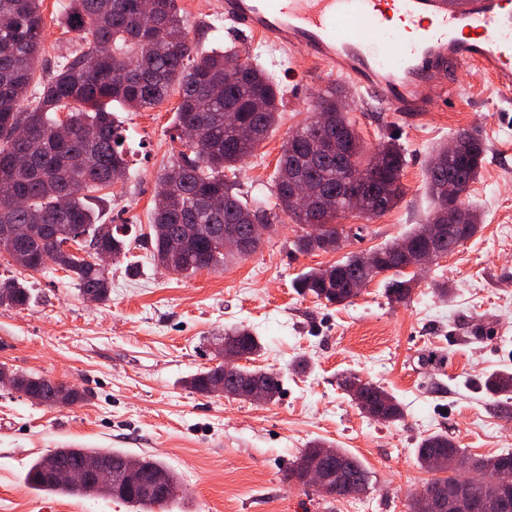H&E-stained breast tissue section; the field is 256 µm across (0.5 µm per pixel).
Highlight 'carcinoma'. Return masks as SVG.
<instances>
[{
	"mask_svg": "<svg viewBox=\"0 0 512 512\" xmlns=\"http://www.w3.org/2000/svg\"><path fill=\"white\" fill-rule=\"evenodd\" d=\"M43 0H0V225L27 224L31 228L26 241L9 246L8 264L16 274L0 277V307H24L30 290L22 271H38L49 265L68 273L81 295L93 294L101 303L108 301L112 279L96 255L87 251L80 256L59 250L48 240L45 225L59 224L73 237L87 235L95 239L103 234L104 245L112 251L113 262L127 257V234L105 232L102 218L89 205L92 193L126 180L130 174L126 139L112 106L136 112L163 103L173 87L180 100L174 112V128L198 131L197 146L178 151L159 175L164 202L153 211L152 224H169L175 231L187 233L189 240L176 255L167 240L153 233V260L175 274H193L211 269L227 257L245 259L263 242L258 234L244 254L224 253L213 246V231L218 225L231 224L238 231L253 234L252 221L263 229L273 227L267 209L259 201H247L237 191L226 172H235L253 155L276 126L283 94L278 84L261 68L249 63L228 75L232 48L197 49L190 37L177 0H152L150 12L141 11V0H70L64 21L68 32L82 42L79 51L64 57L55 71L33 91L35 67L44 33L41 12ZM109 54L99 55V47ZM346 92L334 88L317 99L313 116L297 129L290 145L283 146L274 180L275 207L288 214L294 223L317 224L316 235H299L292 241L298 253L335 251L340 248L344 231L332 221L345 210V200L336 186L345 177L361 181L366 190L363 214L376 217L393 208L404 196L400 181L404 156L393 142L378 148L384 165L376 170L373 159L363 160L364 147L347 112L338 106ZM235 115V123H225V113ZM331 125L340 144V152L322 154L317 161L308 159L311 144L320 129L314 126L318 115ZM454 139L459 152L441 165L429 162L426 169L428 193L434 206L425 223L455 224L453 237L441 245L440 257L454 253L469 241L481 224L480 211L466 205L463 196L480 176L487 153L486 143L477 129L462 130ZM301 172L311 183L333 193L326 208L302 211L288 196V176ZM21 197V208L10 201ZM393 246L373 251L377 259L366 264L365 254L352 253L337 263L339 283L325 285L324 269L311 268L299 275L294 288L328 304L342 305L361 295L367 285L381 276L392 303L406 302L412 293V280L404 277L408 261L392 254ZM246 351L247 357L261 352L260 339L246 328L225 334ZM0 376L11 378L19 386L38 393L37 404L53 406L50 379L20 373L0 365ZM263 381L267 401L279 396L282 378L275 372L250 370L243 366L224 376L227 398L248 399L245 382ZM370 390L386 422L403 420L396 397L385 388L369 383ZM494 394L512 395V372H496L487 379ZM325 443L314 441L299 452L286 478L315 459ZM442 453L448 459L446 476L437 477L420 492L411 494L408 512H434V500L442 495L462 496L473 505L471 512H485L492 502L495 512H512V485L474 486L461 491L456 485L457 464L471 456L446 434L429 435L418 444L419 466L432 470L431 459ZM90 455H100L118 465L128 454L100 448H56L37 459L26 474L27 484L47 493L69 494L72 489L51 480L50 469L75 467ZM489 470L512 469V452L475 459ZM331 466L336 475V495H345L348 486L368 485L369 474L363 463L342 448L335 449ZM165 483L178 484V478L162 461L141 457V488L126 493L107 494L120 500L132 512H154L168 507L175 498L158 500Z\"/></svg>",
	"mask_w": 512,
	"mask_h": 512,
	"instance_id": "cac0c4a2",
	"label": "carcinoma"
}]
</instances>
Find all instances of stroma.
<instances>
[{"instance_id": "35a3bbf8", "label": "stroma", "mask_w": 512, "mask_h": 512, "mask_svg": "<svg viewBox=\"0 0 512 512\" xmlns=\"http://www.w3.org/2000/svg\"><path fill=\"white\" fill-rule=\"evenodd\" d=\"M69 2L44 0L39 75L79 46L61 29ZM177 4L198 49L235 47L284 93L277 126L234 177L244 197L270 194L288 135L340 80L299 53L231 31L218 0ZM449 77L457 85L454 104H443L431 85V111L409 119L376 111L348 86L349 117L367 154L390 139L401 148L405 194L378 217L339 215L346 236L340 250L294 252L302 228L281 213L255 254L189 277L157 268L150 240L157 177L181 148L173 127L179 96L146 111L116 110L136 175L107 189L102 214L109 224L129 225L135 239L128 262L112 267L109 300L87 303L66 272L44 269L26 275L28 306L0 308V364L88 395L47 408L0 388V512H130L115 499L30 488L29 467L55 448L160 458L180 483L170 512H407L409 492L431 478L416 460L424 436L446 434L474 457L512 451V399L486 385L492 373L512 370V94H500L474 65ZM473 127L488 153L464 201L484 222L419 277L407 303L390 302L379 278L346 305L297 293L302 272L382 247L420 223L431 206L425 172L433 149ZM439 282L447 283V297L438 295ZM232 326L260 338L263 350L247 365L280 374L279 400L257 404L186 387V378L216 365L214 347ZM301 356L308 367L294 371ZM347 371L394 394L404 420L362 414L337 385ZM314 441L357 456L368 488L336 500L288 483L289 462Z\"/></svg>"}]
</instances>
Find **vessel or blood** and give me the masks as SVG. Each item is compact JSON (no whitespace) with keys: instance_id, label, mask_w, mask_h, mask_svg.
Wrapping results in <instances>:
<instances>
[{"instance_id":"obj_1","label":"vessel or blood","mask_w":512,"mask_h":512,"mask_svg":"<svg viewBox=\"0 0 512 512\" xmlns=\"http://www.w3.org/2000/svg\"><path fill=\"white\" fill-rule=\"evenodd\" d=\"M236 33L323 63L409 118L425 111L424 87L447 85L466 64L512 91V0H221Z\"/></svg>"}]
</instances>
